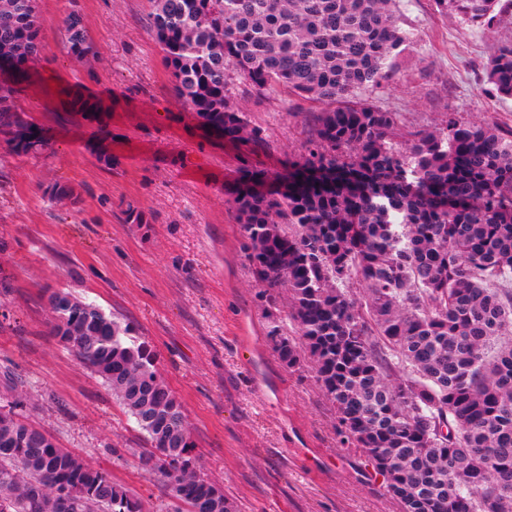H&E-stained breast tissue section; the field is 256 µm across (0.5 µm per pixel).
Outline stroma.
Wrapping results in <instances>:
<instances>
[{"label": "stroma", "mask_w": 512, "mask_h": 512, "mask_svg": "<svg viewBox=\"0 0 512 512\" xmlns=\"http://www.w3.org/2000/svg\"><path fill=\"white\" fill-rule=\"evenodd\" d=\"M411 44L392 77L366 97L396 113L403 136L463 122L512 128V99L483 92L512 10L494 34L401 0ZM82 13L92 55L72 60L61 19ZM43 60L19 105L48 128L47 153L0 142V401L21 399L30 423L126 484L151 512H170L159 474L139 469L143 441L111 390L50 334V292L66 289L123 319L158 354L212 481L239 512H399L357 448L342 446L310 368L286 367L244 256L234 202L246 170L276 175L303 156L318 104L259 96L234 103L262 146L210 133L175 95L150 25L149 0H39ZM82 85L98 113H74ZM70 184L74 199L46 194ZM144 215L129 220V209ZM322 453L319 472L301 454Z\"/></svg>", "instance_id": "stroma-1"}]
</instances>
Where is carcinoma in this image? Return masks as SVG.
Instances as JSON below:
<instances>
[{
  "label": "carcinoma",
  "mask_w": 512,
  "mask_h": 512,
  "mask_svg": "<svg viewBox=\"0 0 512 512\" xmlns=\"http://www.w3.org/2000/svg\"><path fill=\"white\" fill-rule=\"evenodd\" d=\"M173 91L203 126L257 144L231 101L260 95L321 105L306 156L278 184L245 174L235 203L266 303L267 337L287 367L309 361L340 443L362 450L401 512H512V128L462 123L399 141L396 113L359 95L391 78L410 46L400 0H151ZM502 0H435L440 13L493 27ZM64 48L89 53L84 19L62 18ZM38 0H0V130L38 157L46 130L16 105L42 58ZM485 91L512 98V42L497 46ZM70 111L98 112L80 89ZM362 297L349 294L352 284ZM289 295L285 329L278 303ZM51 334L111 390L166 478L175 512H237L200 472L182 402L157 354L128 323L64 290ZM0 405V512H148L136 493Z\"/></svg>",
  "instance_id": "obj_1"
}]
</instances>
